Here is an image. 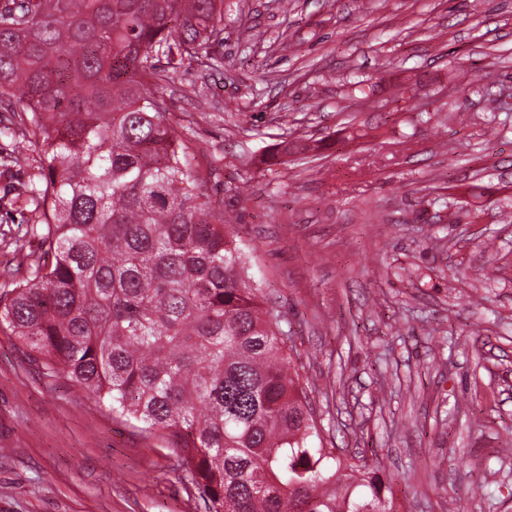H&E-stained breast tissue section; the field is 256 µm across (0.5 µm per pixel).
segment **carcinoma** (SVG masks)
I'll return each instance as SVG.
<instances>
[{
  "label": "carcinoma",
  "mask_w": 512,
  "mask_h": 512,
  "mask_svg": "<svg viewBox=\"0 0 512 512\" xmlns=\"http://www.w3.org/2000/svg\"><path fill=\"white\" fill-rule=\"evenodd\" d=\"M224 41V0H3L0 136L40 146L0 207L49 260L0 296L46 370L173 448L206 512H394L377 470L313 445L279 315L246 279L153 93Z\"/></svg>",
  "instance_id": "1"
}]
</instances>
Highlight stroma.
<instances>
[{
    "label": "stroma",
    "instance_id": "stroma-1",
    "mask_svg": "<svg viewBox=\"0 0 512 512\" xmlns=\"http://www.w3.org/2000/svg\"><path fill=\"white\" fill-rule=\"evenodd\" d=\"M324 447L395 512H512V0H224L158 87ZM0 208V293L37 261ZM0 512H205L173 449L0 326Z\"/></svg>",
    "mask_w": 512,
    "mask_h": 512
}]
</instances>
